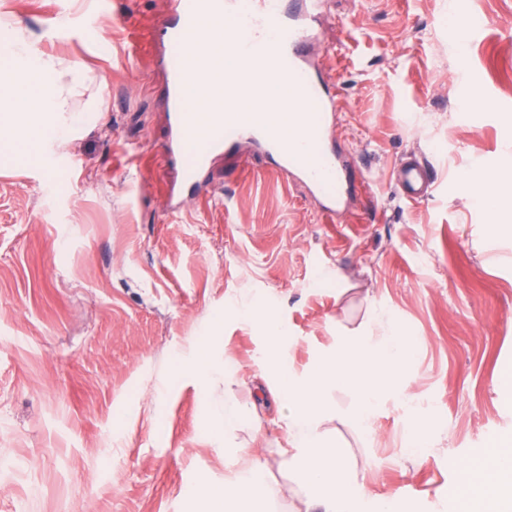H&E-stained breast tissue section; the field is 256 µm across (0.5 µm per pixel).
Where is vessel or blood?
Instances as JSON below:
<instances>
[{
	"mask_svg": "<svg viewBox=\"0 0 512 512\" xmlns=\"http://www.w3.org/2000/svg\"><path fill=\"white\" fill-rule=\"evenodd\" d=\"M226 4L234 13L226 46L238 52L246 66L263 70L268 51L279 52L277 76L304 108L299 115L300 145L284 144L257 121H227L217 116L209 126L206 145L188 153L196 120L185 110L183 92L191 83L198 90H206V78L191 68L189 61L205 54L207 47L195 37L203 20L197 0H169L156 30L162 49L163 91L158 107L166 130L163 151L177 186L169 199L168 213L184 211L188 197L208 182L217 157L237 153L246 144L287 180L304 183L323 211H344L353 184L349 162L336 144V84L312 52L323 33L319 0H226ZM391 177L400 194L410 201L427 198L434 184L429 168L414 156L397 164Z\"/></svg>",
	"mask_w": 512,
	"mask_h": 512,
	"instance_id": "b4317fda",
	"label": "vessel or blood"
}]
</instances>
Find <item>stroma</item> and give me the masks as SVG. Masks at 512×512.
<instances>
[{"label": "stroma", "mask_w": 512, "mask_h": 512, "mask_svg": "<svg viewBox=\"0 0 512 512\" xmlns=\"http://www.w3.org/2000/svg\"><path fill=\"white\" fill-rule=\"evenodd\" d=\"M167 6L112 0L92 44L81 21L94 0H0L43 52L85 64L102 102L54 173L0 160V512H188L190 485L223 483L228 445L279 485L275 512H293L264 342L225 311L244 300L283 321L300 372L370 333V310L391 314L414 345L409 400L383 403L371 440L326 427L374 497L454 512L456 461L512 438V398L495 381L512 368V211L493 219L461 183L512 164V0H327L321 66L338 88L336 139L359 164L350 208L321 212L244 152L219 159L178 218L152 80ZM476 87L496 109L474 102ZM409 154L435 174L419 202L389 179ZM218 313L219 354L243 372L235 393L256 415L211 442L199 428L224 382L202 389L182 365ZM416 413L434 425L432 447L407 458Z\"/></svg>", "instance_id": "obj_1"}]
</instances>
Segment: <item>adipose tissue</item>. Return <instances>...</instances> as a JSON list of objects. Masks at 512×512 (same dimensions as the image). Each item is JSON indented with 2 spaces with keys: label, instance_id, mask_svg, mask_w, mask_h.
<instances>
[{
  "label": "adipose tissue",
  "instance_id": "1",
  "mask_svg": "<svg viewBox=\"0 0 512 512\" xmlns=\"http://www.w3.org/2000/svg\"><path fill=\"white\" fill-rule=\"evenodd\" d=\"M224 23H207L198 34L211 50L194 64L210 81L208 94L191 95L189 111L197 115V138H204L213 112L237 111L261 121L281 140L298 135L299 104L290 101L287 86L275 77L256 81V100L233 101L232 85L245 78V65L223 47ZM89 80L76 63L38 50L22 30L0 55V154L20 157L33 166L45 165L57 148L72 142L80 129L96 119L97 105L76 107L75 100ZM494 467L482 459L459 463L466 512H512V444L494 451ZM279 494L256 462L226 475L223 483H199L186 491L198 512H266Z\"/></svg>",
  "mask_w": 512,
  "mask_h": 512
}]
</instances>
